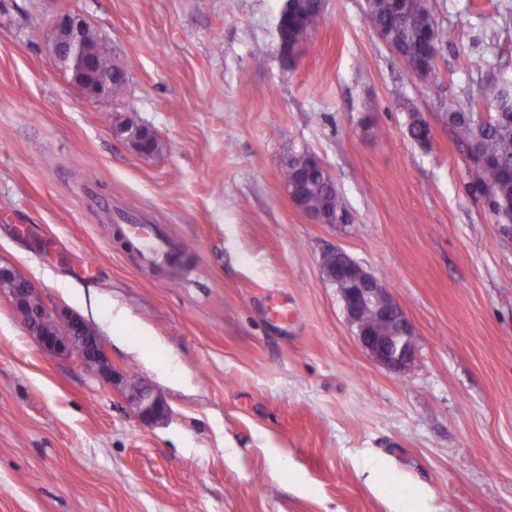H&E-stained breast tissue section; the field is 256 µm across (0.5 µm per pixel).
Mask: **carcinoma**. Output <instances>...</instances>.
<instances>
[{"mask_svg": "<svg viewBox=\"0 0 512 512\" xmlns=\"http://www.w3.org/2000/svg\"><path fill=\"white\" fill-rule=\"evenodd\" d=\"M288 20L279 30L281 42L288 47L304 51L309 39L323 20V10L317 4L302 0H288ZM367 17L374 32L400 54L399 61L407 70L420 72L428 66L429 53L443 35L432 28L427 0H408L405 17L396 21L391 17L389 0H368ZM98 52L115 76L114 92H119L126 80L125 60L112 54L108 40L101 37ZM482 99L494 106L496 112L488 119L477 117L474 112H463L448 106V131L453 139L466 146L468 155L474 157L476 166L475 190L484 197L491 210L505 224L512 223V80L494 79L482 89ZM410 112L408 132L419 145L430 141V127L414 109ZM311 155L298 154L288 159L281 171V181L292 183L297 170L307 169ZM305 209L310 214H330L335 223L345 221L347 215L342 198L333 183L320 172H309L301 185ZM364 325L383 336H394V324L382 320L375 309L368 308L362 316Z\"/></svg>", "mask_w": 512, "mask_h": 512, "instance_id": "obj_1", "label": "carcinoma"}]
</instances>
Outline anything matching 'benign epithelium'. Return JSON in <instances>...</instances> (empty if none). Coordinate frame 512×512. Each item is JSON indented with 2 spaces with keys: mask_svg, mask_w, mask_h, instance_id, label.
Masks as SVG:
<instances>
[{
  "mask_svg": "<svg viewBox=\"0 0 512 512\" xmlns=\"http://www.w3.org/2000/svg\"><path fill=\"white\" fill-rule=\"evenodd\" d=\"M90 30L91 25L83 16L67 9H60L52 14L46 26L53 62L63 72L70 74L71 80L86 98L107 99L112 97V73L98 64L97 50L90 38ZM112 132L141 156L148 155L144 148L147 136L157 137L153 130L128 121L113 125ZM329 255H340L344 259V263L337 266L333 275L347 278L351 282V288L342 293V300L348 322L356 328L362 348L378 364L392 371L405 370L414 359V347L411 339L412 328L401 307L379 280L344 252L333 250ZM0 295L16 311L26 307V303L33 296H39L40 306L32 313V318L24 322V326L40 350L55 357L72 359L80 365L90 360L95 366L96 375L115 380L116 371L108 358L105 337L100 333L84 335L83 329L87 322L80 315L41 297L40 289L29 279L26 280L23 291L0 290ZM381 299L385 303L379 313L385 318L397 320L406 337L405 344L396 351L390 347L385 337L373 336L360 326L361 310ZM127 401L137 419L147 425L165 420L169 413L163 398L148 385H129Z\"/></svg>",
  "mask_w": 512,
  "mask_h": 512,
  "instance_id": "1",
  "label": "benign epithelium"
}]
</instances>
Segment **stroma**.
<instances>
[{
	"label": "stroma",
	"mask_w": 512,
	"mask_h": 512,
	"mask_svg": "<svg viewBox=\"0 0 512 512\" xmlns=\"http://www.w3.org/2000/svg\"><path fill=\"white\" fill-rule=\"evenodd\" d=\"M284 3L0 0V261L93 323L113 367L169 409L143 424L121 387L41 352L0 297V512H512V224L475 197L444 118L451 102L494 113L481 89L512 76V0H428L446 35L430 84L379 41L366 0H324L286 63ZM60 6L126 59L118 95L87 99L52 64ZM411 107L429 146L408 134ZM124 120L163 150L113 137ZM302 152L347 223L288 202L280 171ZM89 186L193 243L177 278L84 207ZM335 249L408 317L405 371L359 345L321 266ZM272 298L295 322L267 318ZM112 305L148 335L114 336ZM112 132L116 137H120L126 141L130 148L141 156H150V153L157 154L163 149L162 141L155 139L159 138L157 134L147 127L128 121H121L113 125ZM148 135L153 137L150 144V153L144 148V143Z\"/></svg>",
	"instance_id": "1"
}]
</instances>
